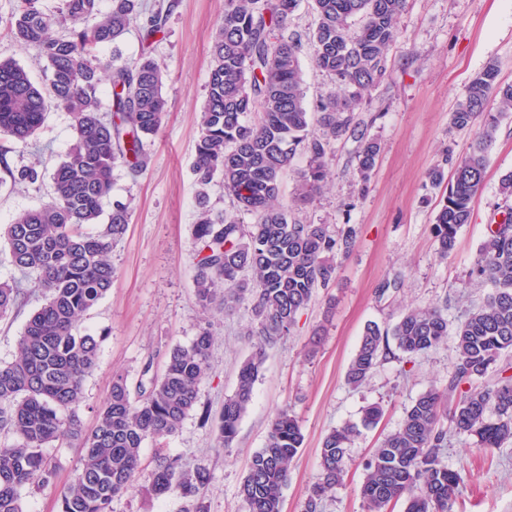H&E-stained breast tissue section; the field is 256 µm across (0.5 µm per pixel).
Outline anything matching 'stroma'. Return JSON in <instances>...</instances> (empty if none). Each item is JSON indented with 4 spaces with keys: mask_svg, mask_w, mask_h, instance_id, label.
<instances>
[{
    "mask_svg": "<svg viewBox=\"0 0 512 512\" xmlns=\"http://www.w3.org/2000/svg\"><path fill=\"white\" fill-rule=\"evenodd\" d=\"M163 33L151 46L166 70L163 93L169 111L150 145L151 161L139 176L113 172L111 200L130 209L126 233L112 246L116 276L111 290L78 323L80 332L99 341L98 365L84 382L79 415L93 427L114 375L137 383L144 364L163 371L171 349L187 345L200 330L212 336L209 372L197 389L194 412L166 441V453L187 468L206 467L210 482L202 495L205 512H246L241 485L252 455L263 448L272 419L288 409L300 424L302 447L294 459L283 492L282 512H301L309 488L321 476L324 437L349 423L358 432L347 448L343 480L323 501V512H365L360 486L365 464L382 439L396 432L406 409L424 391L444 390L456 360L453 344L444 343L409 356L390 347L367 381L354 388L346 371L367 324H395L415 307L434 305L456 322L482 303L490 285L470 280L479 248L490 225L506 210L500 179L512 171V112L500 119L487 150L485 180L472 202L447 259H440L432 227L442 190L429 171L445 156L469 151L477 128L453 126L451 114L470 81L496 64L503 82L512 84V0H407L398 20V35L387 51V77L366 93L358 118L369 121L381 145L368 184L353 174L356 142L336 140L327 188L312 201L296 199L308 165L296 153L282 179L281 196L292 218L331 229L353 225L352 250L336 258V278L317 289L294 329L268 347L254 398L243 414L232 447L218 445V415L236 386L241 363L252 353L247 334L250 303L232 311L222 305L202 310L193 291L201 258L195 237L196 197L194 145L211 62L212 34L224 15V0H170ZM11 4L0 0V57L16 60L36 84L46 81V62L37 51L16 42L7 28ZM301 68L309 112L340 98L336 81L314 64L303 48ZM69 112L52 109L27 147L0 135V178L7 169L35 165L51 172L64 158L72 137ZM49 182L0 187V224L48 198ZM400 277L399 288L379 294V285ZM44 301L29 290L27 303L0 317V362L12 361L29 315ZM380 406L383 416L373 427L361 424L366 407ZM208 421H201V412ZM56 469L54 486L24 489L25 512H59V492L76 476L79 447L47 449ZM142 467L155 466V446L145 441ZM443 461L459 472L462 492L455 512H512V441L491 453L472 451L468 438L449 433ZM139 477L135 487L112 501V512H183L175 493L158 498Z\"/></svg>",
    "mask_w": 512,
    "mask_h": 512,
    "instance_id": "1",
    "label": "stroma"
}]
</instances>
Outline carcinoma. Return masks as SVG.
Returning <instances> with one entry per match:
<instances>
[{
	"label": "carcinoma",
	"mask_w": 512,
	"mask_h": 512,
	"mask_svg": "<svg viewBox=\"0 0 512 512\" xmlns=\"http://www.w3.org/2000/svg\"><path fill=\"white\" fill-rule=\"evenodd\" d=\"M299 0H224V16L212 38L206 99L200 112L193 173L201 188L195 235L204 255L194 291L206 308L222 295L224 310L252 303L247 335L255 351L242 364L232 395L219 415V443L231 447L242 415L253 398L267 345L288 335L318 288L336 275L335 258L354 245L351 225L331 231L326 224H302L281 201V181L297 151L308 155L298 200L311 201L328 183L331 141L348 135L358 143L355 173L367 182L380 153L377 138L354 112L364 93L386 76V52L397 37V18L406 0H312L317 17L310 37L316 66L327 72L343 96L320 107L323 136L310 133L300 56L302 42L287 33ZM142 10L141 0H61L55 18L41 0H13L8 18L13 37L37 47L47 62L46 86L36 85L12 59H0V133L22 146L43 126L51 108L73 115L66 157L50 174L51 193L42 205L18 213L0 231L12 265L28 281L0 282V314L17 307L26 288L44 295L28 319L14 360L0 364V512H23L21 491L54 484V469L44 448L75 442L80 468L60 493L59 512H112V500L134 487L142 468L140 449L155 443L158 463L148 490L161 497L176 492L183 512H202L206 468L183 467L164 455L173 435L197 404L205 378L212 336L203 329L188 346H175L162 373L149 375L132 391L127 377H113L98 409L96 426L87 431L78 409L83 383L98 361V340L80 334L76 324L112 288V243L130 223L128 207L112 205L103 232L87 226L103 215L112 190V171L125 166L133 175L146 171V147L168 112L165 74L143 54L129 62L106 59L101 49L118 44ZM162 8L151 13L142 30L149 41L163 32ZM359 27L352 29V22ZM67 25L56 35L54 24ZM110 85V103L97 94ZM512 111V85L498 81L488 65L469 84L452 113L454 126L481 123V142L452 162L433 224L440 256L452 251L460 228L470 223L471 201L480 189L486 153L503 113ZM261 114L256 123L245 117ZM12 183L34 184V167L8 170ZM220 179L239 209L255 217L244 224L234 215L212 216L207 188ZM469 277L491 284L486 301L467 311L455 325L436 306L408 310L391 327L369 323L348 370L347 382L361 385L386 357L389 340L407 355L423 353L453 337L456 361L445 391L430 389L406 410L399 429L387 435L365 465L360 495L367 512H391L402 499L405 512H453L460 493L459 473L443 463L448 432L441 419L444 402L456 395L450 423L472 439L479 452L512 439V374L493 369L512 354V208L490 227ZM474 381L483 385L462 390ZM352 426L336 428L322 443L321 477L308 491L303 512H321L323 496L346 471ZM303 436L286 409L272 420L263 448L254 453L241 486L247 512H282L283 489Z\"/></svg>",
	"instance_id": "carcinoma-1"
}]
</instances>
